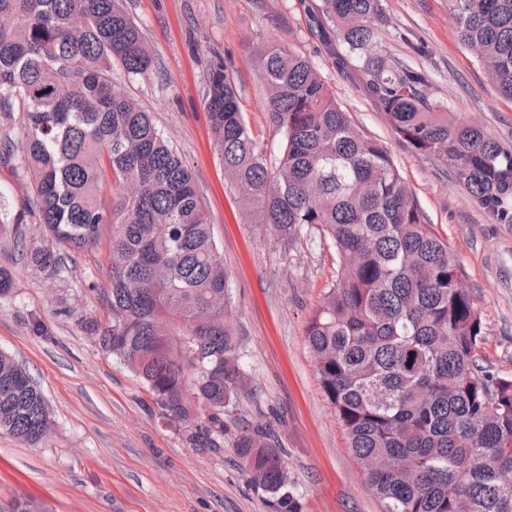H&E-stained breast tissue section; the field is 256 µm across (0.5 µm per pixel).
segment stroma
<instances>
[{
    "instance_id": "stroma-1",
    "label": "stroma",
    "mask_w": 512,
    "mask_h": 512,
    "mask_svg": "<svg viewBox=\"0 0 512 512\" xmlns=\"http://www.w3.org/2000/svg\"><path fill=\"white\" fill-rule=\"evenodd\" d=\"M320 0H125L154 58L145 74L114 75L126 95L151 112L171 147L192 168L230 275L229 295L242 365L255 397L226 413L228 433L268 429L284 454L302 512H381L365 472L323 393L305 329L336 279V250L312 229L291 241L250 223L224 178L204 93L213 61L226 59L240 104L268 164L283 135L270 120L257 53L280 44L309 59L355 124L389 151L430 222L446 238L484 328L481 353L512 375V224L480 209L439 163L419 158L392 133L349 70L336 43L309 28ZM382 46L426 72L433 93L456 116L512 143V103L458 41L446 0H387ZM413 34L424 51L397 38ZM47 233L22 170L0 161V267L11 289L0 297V351L15 357L43 391L53 430L41 448L0 432V505L19 498L41 512H278L251 485L231 445L195 448L165 423L140 380L102 350L89 328L106 320L110 225L100 241L72 254L54 274L21 260Z\"/></svg>"
}]
</instances>
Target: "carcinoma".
Here are the masks:
<instances>
[{
  "instance_id": "1",
  "label": "carcinoma",
  "mask_w": 512,
  "mask_h": 512,
  "mask_svg": "<svg viewBox=\"0 0 512 512\" xmlns=\"http://www.w3.org/2000/svg\"><path fill=\"white\" fill-rule=\"evenodd\" d=\"M460 43L512 101V0H448ZM385 0H322L311 22L336 37L395 136L433 159L498 224H512V144L463 123L424 71L383 52ZM283 132L270 168L223 60L205 108L224 174L252 221L280 239L317 228L336 249V280L306 342L325 396L383 512H512V375L479 365L485 332L459 266L392 157L364 135L309 60L268 46L255 60ZM153 57L123 0H0V113L23 114L25 153L47 242L26 253L62 271L61 252L110 238V319L91 330L194 447L224 445V412L247 391L228 272L194 176L150 113L114 89ZM116 196L101 201L106 180ZM0 431L38 448L46 398L0 352ZM248 481L300 512L280 449L260 428L235 435ZM376 458L400 470L374 471Z\"/></svg>"
}]
</instances>
